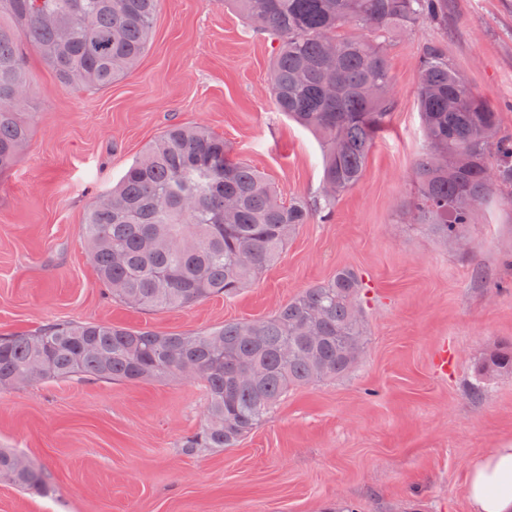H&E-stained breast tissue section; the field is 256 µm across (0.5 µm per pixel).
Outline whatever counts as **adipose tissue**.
<instances>
[{
	"mask_svg": "<svg viewBox=\"0 0 512 512\" xmlns=\"http://www.w3.org/2000/svg\"><path fill=\"white\" fill-rule=\"evenodd\" d=\"M470 512H512V446L492 449L468 471Z\"/></svg>",
	"mask_w": 512,
	"mask_h": 512,
	"instance_id": "obj_1",
	"label": "adipose tissue"
}]
</instances>
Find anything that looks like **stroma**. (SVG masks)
Returning <instances> with one entry per match:
<instances>
[{
	"label": "stroma",
	"instance_id": "1",
	"mask_svg": "<svg viewBox=\"0 0 512 512\" xmlns=\"http://www.w3.org/2000/svg\"><path fill=\"white\" fill-rule=\"evenodd\" d=\"M430 43L512 134V0H448L447 21L384 40L393 106L361 179L237 295L170 310L112 300L82 243L87 208L174 124L223 137L284 202L316 208L320 142L268 96L278 38L232 0H159L147 51L109 87L68 90L26 51L31 135L0 171V336L61 322L181 333L259 320L344 268L363 283L367 336L345 377L290 390L235 447L198 456L180 444L203 420L201 381L0 387V448L51 486L40 495L0 479V512H469V467L512 442V375L482 369L512 345V201L478 207L467 251L411 223Z\"/></svg>",
	"mask_w": 512,
	"mask_h": 512
}]
</instances>
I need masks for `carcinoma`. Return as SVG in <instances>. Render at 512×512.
<instances>
[{
	"mask_svg": "<svg viewBox=\"0 0 512 512\" xmlns=\"http://www.w3.org/2000/svg\"><path fill=\"white\" fill-rule=\"evenodd\" d=\"M158 0H0V169L14 165L30 135L32 88L19 54L33 46L71 90L101 89L145 53ZM258 31L280 39L269 76L274 108L312 131L322 148V208L355 185L392 109L383 42L341 35L355 25L388 35L420 19L443 20L448 0H233ZM418 109L426 152L412 174L413 223L443 238L462 235L477 207L512 190V135L498 112L474 96L439 44L422 50ZM311 206L283 202L224 139L175 125L150 144L111 192L93 199L82 238L112 298L137 309H177L231 296L274 262ZM347 269L304 289L268 318L165 333L106 323H56L0 337V386L90 376L139 381L180 377L204 383L199 429L186 455L231 448L289 390L339 378L364 349L357 296ZM254 382L239 379L244 369ZM486 368L512 372V348L491 352ZM0 477L43 493L42 472L0 448Z\"/></svg>",
	"mask_w": 512,
	"mask_h": 512,
	"instance_id": "cac0c4a2",
	"label": "carcinoma"
}]
</instances>
